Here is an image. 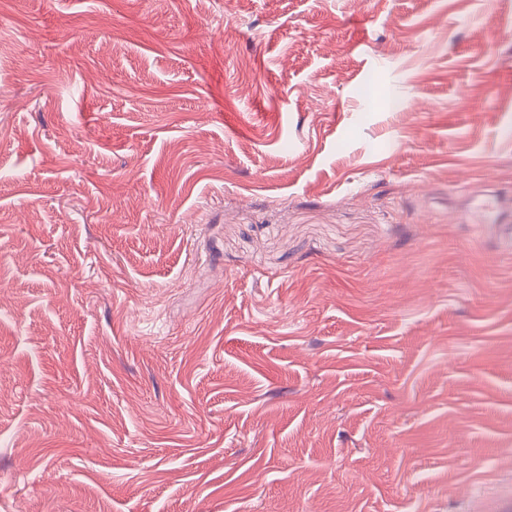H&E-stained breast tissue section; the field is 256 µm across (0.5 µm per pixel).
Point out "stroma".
Here are the masks:
<instances>
[{"instance_id":"35a3bbf8","label":"stroma","mask_w":512,"mask_h":512,"mask_svg":"<svg viewBox=\"0 0 512 512\" xmlns=\"http://www.w3.org/2000/svg\"><path fill=\"white\" fill-rule=\"evenodd\" d=\"M512 0H0V512H512ZM479 208L484 212V222L468 224H481V227H492L498 234L500 242L512 251V197L510 195H494L483 201Z\"/></svg>"}]
</instances>
